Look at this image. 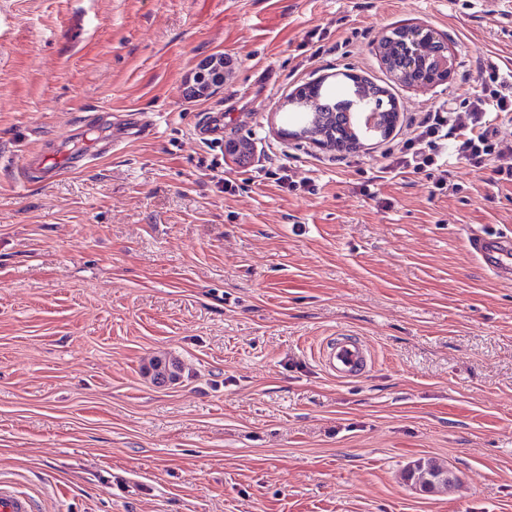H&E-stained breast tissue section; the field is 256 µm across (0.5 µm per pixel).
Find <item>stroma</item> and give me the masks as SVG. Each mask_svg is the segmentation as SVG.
I'll list each match as a JSON object with an SVG mask.
<instances>
[{"instance_id":"obj_1","label":"stroma","mask_w":512,"mask_h":512,"mask_svg":"<svg viewBox=\"0 0 512 512\" xmlns=\"http://www.w3.org/2000/svg\"><path fill=\"white\" fill-rule=\"evenodd\" d=\"M357 1L0 0V476L41 512H512V282L466 249L512 227V185L458 163L433 197L381 177L396 136L280 135L323 75L386 87L400 127L477 94L479 54L512 61V0ZM411 23L447 38L446 82L383 68L382 32ZM340 24L363 37L313 56L306 32ZM213 55L234 70L189 99ZM35 151L71 164L23 182ZM338 333L368 376L323 371ZM423 457L455 486L411 487ZM349 333L328 336L319 348V361L325 372L339 380H352L373 364V358L365 342Z\"/></svg>"}]
</instances>
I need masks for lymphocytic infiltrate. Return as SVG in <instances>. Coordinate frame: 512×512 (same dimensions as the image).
<instances>
[{
  "mask_svg": "<svg viewBox=\"0 0 512 512\" xmlns=\"http://www.w3.org/2000/svg\"><path fill=\"white\" fill-rule=\"evenodd\" d=\"M477 72L476 95L431 106L409 120L386 172L425 175L444 195L457 189L448 180L449 164L464 161L491 168L494 184L512 185V138L504 134L512 127V65L489 53L478 58Z\"/></svg>",
  "mask_w": 512,
  "mask_h": 512,
  "instance_id": "lymphocytic-infiltrate-1",
  "label": "lymphocytic infiltrate"
}]
</instances>
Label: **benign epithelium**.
Listing matches in <instances>:
<instances>
[{"mask_svg": "<svg viewBox=\"0 0 512 512\" xmlns=\"http://www.w3.org/2000/svg\"><path fill=\"white\" fill-rule=\"evenodd\" d=\"M378 53L394 81L417 87L446 81L454 65L447 40L425 24L385 30L378 42Z\"/></svg>", "mask_w": 512, "mask_h": 512, "instance_id": "1", "label": "benign epithelium"}]
</instances>
